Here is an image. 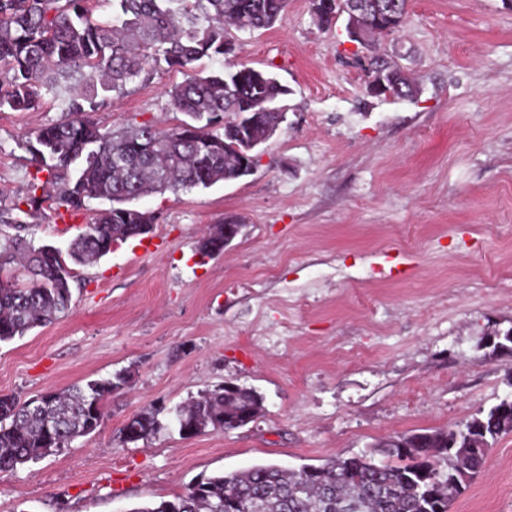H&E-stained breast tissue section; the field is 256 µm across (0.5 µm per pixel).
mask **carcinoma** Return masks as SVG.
Here are the masks:
<instances>
[{"label":"carcinoma","instance_id":"1","mask_svg":"<svg viewBox=\"0 0 512 512\" xmlns=\"http://www.w3.org/2000/svg\"><path fill=\"white\" fill-rule=\"evenodd\" d=\"M91 2L0 0V111L36 109L52 92L65 112L24 143L34 171L30 195L14 210L23 212L21 204L35 202L36 191L47 185L73 212L92 200L110 203L64 251L35 247L19 235L0 242V343L70 311L72 273L63 269L61 257L76 265L94 263L140 236L139 225L155 221L134 201L235 179L239 154L209 149L205 141L232 142L246 118L253 121V134L261 135L277 119L274 104L288 95L275 75L246 63L209 72L195 67L204 58H224L228 28L272 27L286 0H112L106 20L94 18ZM370 67L385 71L389 94L412 92L396 61L374 54ZM163 68L183 73L170 99L189 120L172 128L144 123L127 130L92 119L99 93L119 92ZM197 251L208 257L223 253L224 225L203 236ZM127 382L120 372L44 392V412L0 394V473L88 436L89 422L100 428L105 401ZM262 409L263 397L254 389L226 383L176 406L166 423L161 408L140 412L119 430V439L136 443L170 426L186 437L238 429ZM508 433L512 413L497 404L455 430L389 438L380 449L386 462L361 453L297 470L256 465L202 478L171 500L133 512H449L481 472L493 442ZM393 458L401 463H391Z\"/></svg>","mask_w":512,"mask_h":512}]
</instances>
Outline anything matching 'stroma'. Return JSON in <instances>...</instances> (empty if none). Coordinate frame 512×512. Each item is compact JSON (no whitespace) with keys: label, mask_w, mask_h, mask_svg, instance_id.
<instances>
[{"label":"stroma","mask_w":512,"mask_h":512,"mask_svg":"<svg viewBox=\"0 0 512 512\" xmlns=\"http://www.w3.org/2000/svg\"><path fill=\"white\" fill-rule=\"evenodd\" d=\"M346 23L288 0L272 28L230 30L238 60L290 91L254 171L141 197L152 230L73 266L69 314L0 343V394L128 378L99 431L0 474V512H131L204 476L370 452L512 398V354L494 348L512 330V0H409L376 48L410 73L411 97L367 93L369 54ZM183 79L155 71L93 118L177 126L169 91ZM61 117L49 96L0 112L1 211L29 193L23 142ZM101 206L71 215L41 195L24 236L67 248ZM228 221L240 234L201 257ZM227 381L264 398L248 425L116 441L141 410ZM450 512H512V433ZM233 235L228 233L224 239V224L216 225L207 235L203 236L197 246V251L203 255L212 257L224 252V245L228 244Z\"/></svg>","instance_id":"stroma-1"}]
</instances>
